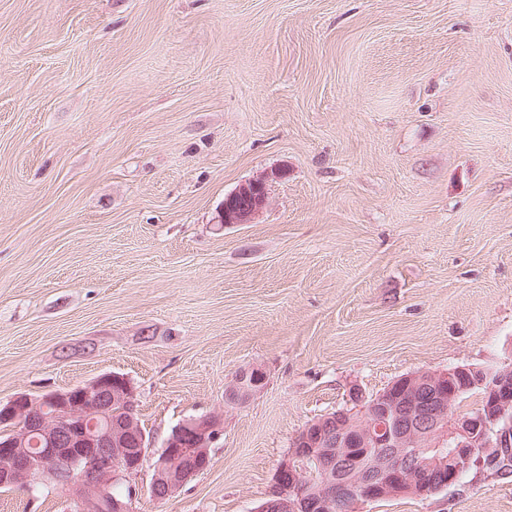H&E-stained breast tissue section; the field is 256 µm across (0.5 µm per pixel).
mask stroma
Returning a JSON list of instances; mask_svg holds the SVG:
<instances>
[{
	"label": "stroma",
	"instance_id": "1",
	"mask_svg": "<svg viewBox=\"0 0 512 512\" xmlns=\"http://www.w3.org/2000/svg\"><path fill=\"white\" fill-rule=\"evenodd\" d=\"M510 360L512 0H0V403L115 372L155 439L224 415L136 512H257L350 388ZM370 512H512V477ZM270 175L257 176L244 184H241L235 190L228 194V197L246 196L251 200V206L246 210H237L229 208L224 202L222 205L219 223L224 226L230 224H248L259 213L267 207L269 195ZM265 383V374L259 368H248L239 371L232 383L231 386L238 392L240 391L239 404L247 403L251 400L263 387ZM235 390L230 389V386H227L224 390V400L227 404H236L238 394ZM224 434V417L209 413L200 416H190L175 425L166 444L170 449L163 451L154 459L161 460L158 466H151L152 473L149 484L150 494L156 488L161 490L167 499L157 498V501H167L177 496L185 485L188 477L203 473L211 462V449ZM180 444L188 448H181Z\"/></svg>",
	"mask_w": 512,
	"mask_h": 512
}]
</instances>
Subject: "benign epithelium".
I'll list each match as a JSON object with an SVG mask.
<instances>
[{
  "instance_id": "1",
  "label": "benign epithelium",
  "mask_w": 512,
  "mask_h": 512,
  "mask_svg": "<svg viewBox=\"0 0 512 512\" xmlns=\"http://www.w3.org/2000/svg\"><path fill=\"white\" fill-rule=\"evenodd\" d=\"M269 181L270 176L260 175L229 193L248 197L251 206L240 211L223 204L219 223H250L267 207ZM115 378L118 388L105 390ZM455 380L480 398L467 413H450L460 397ZM264 383V372L253 367L239 371L231 386L243 404ZM78 390L76 401L66 389L40 397L19 393L0 404V423L15 424L0 440V486L58 489L74 512H134L138 489L131 479L146 466L145 449L152 447L137 427V394L126 377L112 372ZM330 420L336 422L334 432L315 421L296 435L277 464L274 488L261 512H330L339 502L356 510L405 495L424 499L447 489L476 457L492 448L512 447V363L415 371L370 396L354 388L346 406ZM33 434L47 442L41 454L27 448ZM223 434L224 417L215 413L175 425L166 439L170 449L152 467L149 492L159 489L167 498L177 496L186 478L207 470L211 449ZM133 441L142 451L131 453L128 444ZM358 447L363 457L373 448L376 453L370 465L346 474L345 460ZM426 447L436 456L413 462L414 452ZM308 459L328 471L336 469V478L324 479L314 498L304 493L302 462ZM116 484L130 486L128 498H112Z\"/></svg>"
}]
</instances>
